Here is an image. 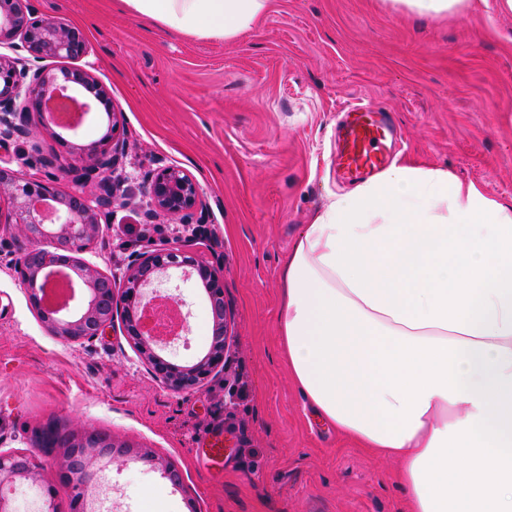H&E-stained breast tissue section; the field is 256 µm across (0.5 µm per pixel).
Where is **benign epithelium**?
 I'll list each match as a JSON object with an SVG mask.
<instances>
[{
  "label": "benign epithelium",
  "instance_id": "obj_1",
  "mask_svg": "<svg viewBox=\"0 0 512 512\" xmlns=\"http://www.w3.org/2000/svg\"><path fill=\"white\" fill-rule=\"evenodd\" d=\"M87 49L86 37L76 26L57 17L35 15L29 0H0V144L30 136L62 141L43 115L46 102L56 95L80 104L86 114L96 99L107 105L109 121L98 142L86 148L73 146L76 160L67 170L77 183H97L100 193L92 200L80 194H54L42 179L0 168V194L8 195L15 214V221L9 224V246L19 255L15 270L30 304L53 335L78 343L103 334L119 321L126 339L156 379L176 392L197 389L224 363L231 340L221 269L196 260L182 246L167 240L150 251L131 254L120 281L78 257L96 238L101 216L108 215L118 200L112 177L126 153L117 113L97 77L82 68L56 70L45 65L56 59L77 60ZM32 112L39 116L35 127L29 123ZM142 196L148 219L162 213L180 224L198 225L200 235L207 233L205 213L198 207V187L183 171L167 166L146 174ZM63 259L78 277L83 296L76 306L69 304L47 313L41 308L40 294ZM173 269L180 271L184 280L198 276L210 300L211 344L191 364H177L161 356L159 351L169 344L145 335L136 314L138 306L170 282ZM65 448L62 475H78L88 485L98 484L107 464L115 460H143L172 486L182 487V477L170 462L109 436L73 431L67 434ZM42 470L32 455L0 452V512H14L4 490L44 483Z\"/></svg>",
  "mask_w": 512,
  "mask_h": 512
}]
</instances>
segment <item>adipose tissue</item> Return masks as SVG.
<instances>
[{"mask_svg":"<svg viewBox=\"0 0 512 512\" xmlns=\"http://www.w3.org/2000/svg\"><path fill=\"white\" fill-rule=\"evenodd\" d=\"M231 39L271 0H122ZM290 378L323 423L399 464L410 512H512V203L394 165L329 199L282 272Z\"/></svg>","mask_w":512,"mask_h":512,"instance_id":"adipose-tissue-1","label":"adipose tissue"}]
</instances>
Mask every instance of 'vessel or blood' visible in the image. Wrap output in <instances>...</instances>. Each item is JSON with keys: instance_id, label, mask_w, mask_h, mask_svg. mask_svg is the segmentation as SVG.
<instances>
[{"instance_id": "b4317fda", "label": "vessel or blood", "mask_w": 512, "mask_h": 512, "mask_svg": "<svg viewBox=\"0 0 512 512\" xmlns=\"http://www.w3.org/2000/svg\"><path fill=\"white\" fill-rule=\"evenodd\" d=\"M395 147L394 123L386 109L357 101L336 124V175L354 180L383 170Z\"/></svg>"}]
</instances>
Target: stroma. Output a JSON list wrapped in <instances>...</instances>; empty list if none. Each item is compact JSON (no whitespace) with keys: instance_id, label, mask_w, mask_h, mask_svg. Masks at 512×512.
<instances>
[{"instance_id":"35a3bbf8","label":"stroma","mask_w":512,"mask_h":512,"mask_svg":"<svg viewBox=\"0 0 512 512\" xmlns=\"http://www.w3.org/2000/svg\"><path fill=\"white\" fill-rule=\"evenodd\" d=\"M30 4L84 32V62L122 114L128 203L102 218L85 260L119 276L131 253L149 250L137 230L142 177L180 168L199 187L211 235L164 236L223 266L233 341L225 372L169 390L121 329L79 343L54 336L0 245V451L34 452V431L53 422L151 449L180 470L177 490L141 462L112 463L99 488L108 512H140L148 487L165 493L168 512H407L397 462L317 423L292 385L277 332L281 269L316 212L352 188L331 161L336 115L354 100L390 111L404 162L448 169L512 203V13L477 4L430 18L396 0H271L224 40L168 32L115 0ZM106 125L94 105L65 144L10 143L0 167L41 178L52 152L51 187L94 198L95 184L66 170L73 145L97 141ZM171 283L188 330L164 355L187 364L209 348L210 302L197 279ZM216 425L224 463L210 466L195 448Z\"/></svg>"}]
</instances>
